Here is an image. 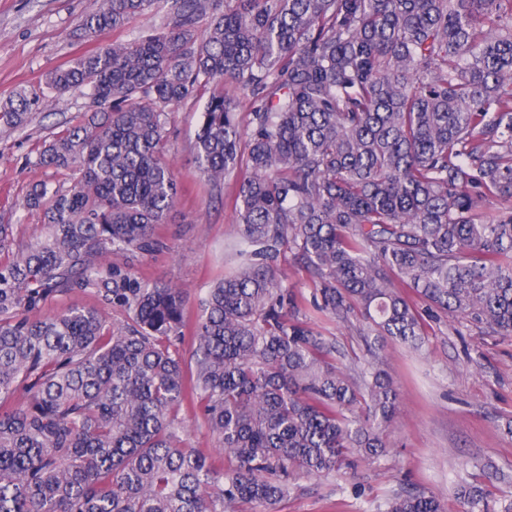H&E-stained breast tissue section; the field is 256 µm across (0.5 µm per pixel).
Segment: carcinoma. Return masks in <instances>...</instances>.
Returning <instances> with one entry per match:
<instances>
[{"mask_svg":"<svg viewBox=\"0 0 512 512\" xmlns=\"http://www.w3.org/2000/svg\"><path fill=\"white\" fill-rule=\"evenodd\" d=\"M156 2L103 0L84 29L122 28ZM163 7L162 27L46 75L90 105L34 162L72 180L27 195L45 237L0 265V512H272L300 478L385 456L397 390L375 364L346 375L336 341L298 320L288 253L313 307L362 336L416 342L433 310L512 335V0ZM226 81L246 91V116ZM209 84L194 159L214 188L236 177L244 248L208 290L187 361L184 293L98 259L161 246L178 194L168 111ZM32 106L21 94L0 122L21 127ZM72 288L125 319L30 318ZM188 405L221 456L182 446ZM461 499L512 512L478 484ZM368 512L445 508L406 491Z\"/></svg>","mask_w":512,"mask_h":512,"instance_id":"obj_1","label":"carcinoma"}]
</instances>
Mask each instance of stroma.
Listing matches in <instances>:
<instances>
[{
  "label": "stroma",
  "instance_id": "1",
  "mask_svg": "<svg viewBox=\"0 0 512 512\" xmlns=\"http://www.w3.org/2000/svg\"><path fill=\"white\" fill-rule=\"evenodd\" d=\"M100 5L101 0H0V104L19 93L38 102L29 125L0 130V224L13 225L15 246L36 242L46 233L42 211L24 205L30 186L37 181L52 189L70 186L66 172L34 167L39 149L76 124L87 105L79 91L51 94L47 72L79 55L131 40L161 22L154 10L125 29L87 36L82 23ZM208 98V92H200L168 116L166 155L179 192L166 223L155 229L163 249L148 256L113 253L107 258L109 264L131 268L140 281L181 288L190 327L208 289L235 272L233 247L241 239L233 180L213 190L194 164L199 115ZM281 267L300 302V320L335 337L342 368L350 371L363 364L367 353L356 331L311 306L304 269L289 259ZM83 307L97 309L110 322L123 318L93 290L80 288L50 296L32 316L42 319ZM375 351L399 393L397 417L386 432L388 456L301 480L276 512H366L370 500L403 489L435 493L447 512H462L458 485L481 483L488 465L506 476L490 487L491 499L512 498V336L437 312L425 319L418 348L388 338Z\"/></svg>",
  "mask_w": 512,
  "mask_h": 512
}]
</instances>
